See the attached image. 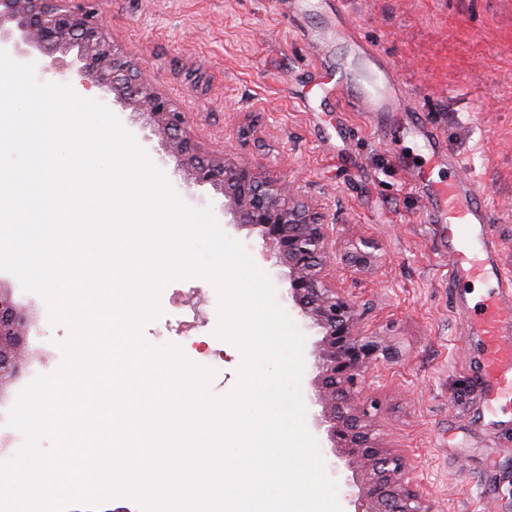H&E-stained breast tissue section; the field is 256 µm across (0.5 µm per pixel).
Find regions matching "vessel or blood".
<instances>
[{"instance_id":"1","label":"vessel or blood","mask_w":512,"mask_h":512,"mask_svg":"<svg viewBox=\"0 0 512 512\" xmlns=\"http://www.w3.org/2000/svg\"><path fill=\"white\" fill-rule=\"evenodd\" d=\"M319 47L320 59H327V49L337 44L347 49L349 61L361 66L367 80L350 78L347 72L328 75L322 83L325 96L338 105L369 116L383 141H392L394 133L420 137L427 149V168L404 167L406 178L421 189L427 204L429 223L439 225L448 239L449 281L496 277L500 292L487 295L476 312L465 313L470 334L478 336L484 346L478 378L485 412H492L499 401L512 398V273L495 270L491 263L493 243L485 227L494 223L491 209L478 200L471 178L461 174L445 181L431 180L427 169L448 164L449 159L435 128L423 121H412V106L404 87L392 78V66L383 55L373 52L360 28L345 11H337L323 35L312 38Z\"/></svg>"}]
</instances>
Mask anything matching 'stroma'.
<instances>
[{
	"label": "stroma",
	"instance_id": "obj_1",
	"mask_svg": "<svg viewBox=\"0 0 512 512\" xmlns=\"http://www.w3.org/2000/svg\"><path fill=\"white\" fill-rule=\"evenodd\" d=\"M111 39L145 65L156 86L188 113L203 150L219 147L287 185L335 225L336 284L369 303L368 331L396 348L367 384L377 401L385 447L406 457L435 512H512V400L484 423L477 339L461 328L458 306L473 282L448 283V241L426 223L424 203L393 166L368 118L341 111L313 86L316 50L309 32L326 28L336 0H94ZM369 44L390 60L418 117L440 133L448 155L474 180L494 211L497 257L512 271V0H346ZM310 107L302 109L300 98ZM145 150L190 207L224 199L210 188L186 189L157 142ZM376 244L355 264L359 238ZM33 322L28 357L0 392V462L25 437L7 423L19 392L62 362L69 330L51 324L44 299L0 270ZM197 314L190 336L175 330L185 306ZM161 314L142 328L154 346L220 352L212 392L230 394L239 349L215 334L217 293L205 279L168 282Z\"/></svg>",
	"mask_w": 512,
	"mask_h": 512
}]
</instances>
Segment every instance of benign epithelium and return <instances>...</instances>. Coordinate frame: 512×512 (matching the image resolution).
Here are the masks:
<instances>
[{
  "mask_svg": "<svg viewBox=\"0 0 512 512\" xmlns=\"http://www.w3.org/2000/svg\"><path fill=\"white\" fill-rule=\"evenodd\" d=\"M0 0V44L39 55L62 70L110 91L122 110L141 114L162 141L185 184L224 195L229 223L259 230L262 256L288 269L285 293L292 310L316 331L309 403L312 426L341 463L354 490L352 512H434L410 475L406 458L384 447L364 400L366 375L398 351L366 330L370 307L336 286L330 255L335 228L323 224L284 185L249 163L197 152L187 113L178 108L117 48L91 0ZM29 324L6 288L0 289V386L24 359Z\"/></svg>",
  "mask_w": 512,
  "mask_h": 512,
  "instance_id": "1",
  "label": "benign epithelium"
}]
</instances>
